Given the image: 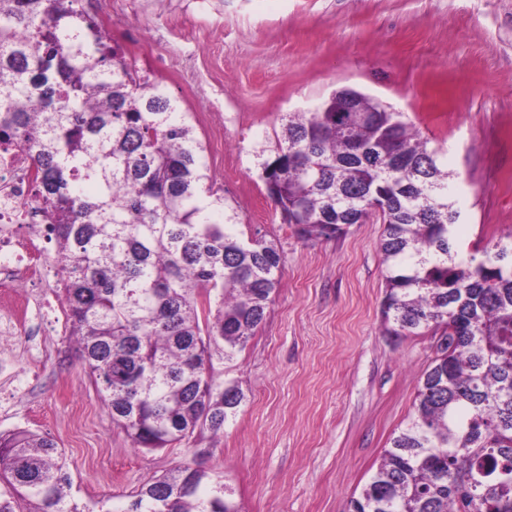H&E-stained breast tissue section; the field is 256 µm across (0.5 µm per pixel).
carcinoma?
<instances>
[{"mask_svg":"<svg viewBox=\"0 0 512 512\" xmlns=\"http://www.w3.org/2000/svg\"><path fill=\"white\" fill-rule=\"evenodd\" d=\"M79 2L0 0V146L29 154L69 335L112 422L139 448H170L236 414L244 394L215 380L211 346L225 360L244 348L283 257L229 232L187 113ZM347 97L361 111H336ZM259 166L304 240L341 235L379 201L385 329L433 332L414 412L349 512H512V232L462 256L453 174L405 113L354 89L288 113ZM70 490L54 439L0 435V512H82ZM127 512L239 510L221 477L180 464Z\"/></svg>","mask_w":512,"mask_h":512,"instance_id":"cac0c4a2","label":"carcinoma"}]
</instances>
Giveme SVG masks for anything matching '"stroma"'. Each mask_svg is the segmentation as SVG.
Listing matches in <instances>:
<instances>
[{
	"mask_svg": "<svg viewBox=\"0 0 512 512\" xmlns=\"http://www.w3.org/2000/svg\"><path fill=\"white\" fill-rule=\"evenodd\" d=\"M87 8L188 113L242 237L284 266L265 320L216 374L245 399L223 430L177 448L134 447L84 372L68 323L33 319L35 357L0 376V433L62 448L85 512H126L137 487L189 461L221 476L242 512H348L413 412L433 338L381 322L383 224L300 239L259 162L281 119L352 88L406 113L454 193L462 252L512 231V0H89Z\"/></svg>",
	"mask_w": 512,
	"mask_h": 512,
	"instance_id": "35a3bbf8",
	"label": "stroma"
}]
</instances>
